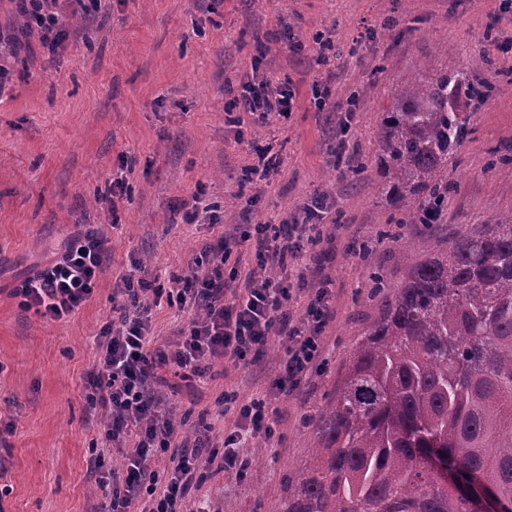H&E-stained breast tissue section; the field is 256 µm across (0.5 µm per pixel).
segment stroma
I'll list each match as a JSON object with an SVG mask.
<instances>
[{
	"label": "stroma",
	"mask_w": 512,
	"mask_h": 512,
	"mask_svg": "<svg viewBox=\"0 0 512 512\" xmlns=\"http://www.w3.org/2000/svg\"><path fill=\"white\" fill-rule=\"evenodd\" d=\"M21 22L19 0H0V59L12 75L0 95V418L15 424L0 442V512H100L104 491L89 461L108 416L89 407L85 384L132 260L171 288L224 234L292 218L322 194L333 223L311 254L335 309L322 356L275 400V436L254 443L244 480L203 471L218 512H282L318 412L377 315L371 273L395 296L408 244L434 252L512 212V11L500 0H101L97 12L70 18L53 53L38 31L19 32ZM288 30L301 53L284 45ZM320 39L333 45L326 66L316 62ZM444 68L467 70L492 92L466 106L473 132L448 159L441 220L397 225L398 209L375 192L379 127L394 88ZM255 75L288 84L291 115L263 125L245 113L227 124L230 92ZM323 84L338 103L358 98L349 125L316 111L313 90ZM268 143L281 165L266 176L253 165ZM495 153L510 163L489 167ZM125 155L133 168L123 167ZM116 181L124 192L112 206L102 197ZM199 191L212 217L182 223L174 205ZM79 224L101 225L108 238L91 298L59 320L22 309L14 288ZM279 360L266 350L235 365L216 361L202 382L169 378L157 388L161 409L187 416L191 431L212 421L211 443L221 445L239 404L265 395ZM228 395L235 403L225 404Z\"/></svg>",
	"instance_id": "obj_1"
}]
</instances>
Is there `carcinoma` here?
Segmentation results:
<instances>
[{"instance_id":"cac0c4a2","label":"carcinoma","mask_w":512,"mask_h":512,"mask_svg":"<svg viewBox=\"0 0 512 512\" xmlns=\"http://www.w3.org/2000/svg\"><path fill=\"white\" fill-rule=\"evenodd\" d=\"M458 85L484 96L463 70L413 74L381 122L376 193L416 222L443 208L448 156L473 133L448 108ZM403 261L282 512H470L475 476L512 507V212ZM425 448L441 449L460 481H439Z\"/></svg>"}]
</instances>
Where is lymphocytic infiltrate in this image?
Here are the masks:
<instances>
[{
  "mask_svg": "<svg viewBox=\"0 0 512 512\" xmlns=\"http://www.w3.org/2000/svg\"><path fill=\"white\" fill-rule=\"evenodd\" d=\"M58 0H21L26 19L38 20L42 41L56 48L65 21L56 10ZM294 107L288 86L262 81L246 85L240 100L225 103L227 122H236L237 111L267 123L270 115L287 116ZM307 220L298 224H257L247 240L255 266L244 276L245 287L232 301L224 299V267L231 257L226 243L206 248L188 277L183 278L170 305L189 313L186 324L166 345L155 343L149 319V295H161L155 281L143 278L142 262L122 276L117 293L126 297L118 319L105 323L98 335L99 367L88 378L87 400L107 412L105 445L93 461L103 468L112 446L131 441L121 468L112 472L109 512H211L202 491L203 465L235 478L250 467L244 444L274 435L272 400L295 390L322 353V332L333 317L327 281L308 280L297 265L303 257L300 240L317 241L315 211L303 205ZM107 238L98 228L78 226L62 249L42 268L14 289L21 308L43 318L58 319L83 305L92 295L101 270ZM312 290L303 314L288 310L293 292ZM285 340L286 356L271 394L240 406L236 425L224 438V451L209 452V439L188 442L179 425L160 410L148 383L158 370L183 377H205L216 360L237 362L249 352L261 351L273 339ZM166 455L164 471L151 467Z\"/></svg>",
  "mask_w": 512,
  "mask_h": 512,
  "instance_id": "lymphocytic-infiltrate-1",
  "label": "lymphocytic infiltrate"
}]
</instances>
